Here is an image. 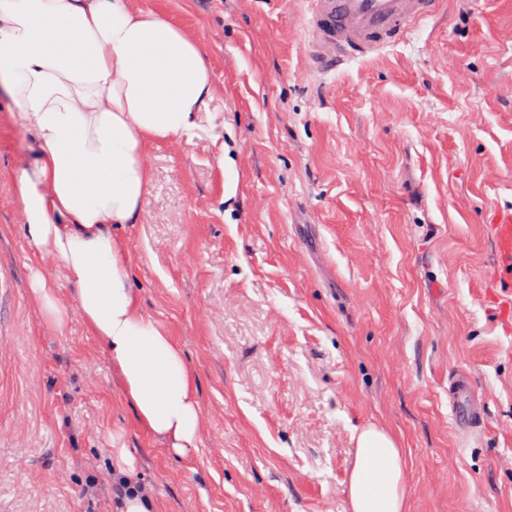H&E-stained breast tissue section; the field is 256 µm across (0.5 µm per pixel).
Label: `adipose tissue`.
Listing matches in <instances>:
<instances>
[{
	"label": "adipose tissue",
	"mask_w": 512,
	"mask_h": 512,
	"mask_svg": "<svg viewBox=\"0 0 512 512\" xmlns=\"http://www.w3.org/2000/svg\"><path fill=\"white\" fill-rule=\"evenodd\" d=\"M215 84L191 35L132 0H0V96L30 135L13 173L26 238L58 260L141 425L196 447L195 374L146 315L114 229L138 223L149 143L193 137ZM404 460L373 426L357 436L351 512H404Z\"/></svg>",
	"instance_id": "adipose-tissue-1"
}]
</instances>
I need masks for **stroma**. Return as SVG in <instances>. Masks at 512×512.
<instances>
[{
	"instance_id": "stroma-1",
	"label": "stroma",
	"mask_w": 512,
	"mask_h": 512,
	"mask_svg": "<svg viewBox=\"0 0 512 512\" xmlns=\"http://www.w3.org/2000/svg\"><path fill=\"white\" fill-rule=\"evenodd\" d=\"M192 34L212 124L150 143L117 227L144 313L196 375L197 447L142 427L56 260L25 237L0 126V512H350L356 436L405 460V512H512V0H442L402 40L312 71L305 0H133ZM72 313L43 321L33 271ZM489 393L460 433L448 376ZM494 229L503 273L506 276V279L502 280L510 283L512 279V224H495ZM131 481L125 476L115 475L112 480V492L118 499L123 497L134 496V492L131 490ZM135 495L136 499L126 498L123 503L124 510L121 512H147L144 504L140 498L143 496Z\"/></svg>"
}]
</instances>
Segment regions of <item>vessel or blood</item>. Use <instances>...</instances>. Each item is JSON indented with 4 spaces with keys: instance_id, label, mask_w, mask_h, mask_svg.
<instances>
[{
    "instance_id": "1",
    "label": "vessel or blood",
    "mask_w": 512,
    "mask_h": 512,
    "mask_svg": "<svg viewBox=\"0 0 512 512\" xmlns=\"http://www.w3.org/2000/svg\"><path fill=\"white\" fill-rule=\"evenodd\" d=\"M440 0H310L303 18L308 55L314 67L330 71L397 42L407 28L438 11ZM503 273L512 279V224L495 227ZM456 427L486 421V394L477 393L466 373L448 382Z\"/></svg>"
}]
</instances>
